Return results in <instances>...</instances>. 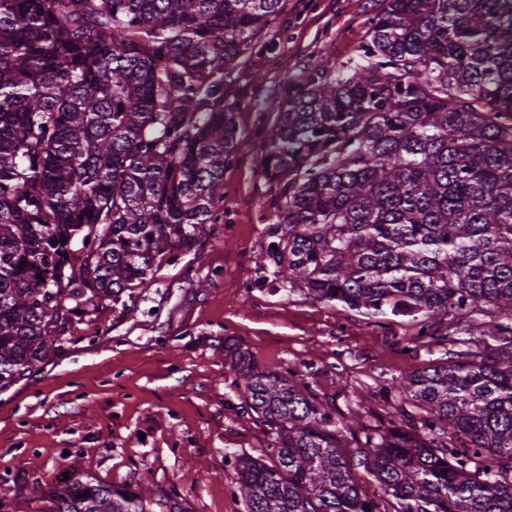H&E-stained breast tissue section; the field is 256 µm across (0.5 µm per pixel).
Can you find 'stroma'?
I'll return each mask as SVG.
<instances>
[{
    "label": "stroma",
    "mask_w": 512,
    "mask_h": 512,
    "mask_svg": "<svg viewBox=\"0 0 512 512\" xmlns=\"http://www.w3.org/2000/svg\"><path fill=\"white\" fill-rule=\"evenodd\" d=\"M379 0H283L224 76L242 148L224 171L226 219L208 225L139 292L134 311L89 306L31 377L0 392V512H41L64 478L162 489L188 512H246L235 460L266 457L230 366L298 375L333 397L336 417L387 428L382 389L410 369L411 325L380 327L284 289L261 257L285 206L260 166L281 100L314 64L355 58Z\"/></svg>",
    "instance_id": "stroma-1"
}]
</instances>
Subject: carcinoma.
Masks as SVG:
<instances>
[{"label":"carcinoma","instance_id":"1","mask_svg":"<svg viewBox=\"0 0 512 512\" xmlns=\"http://www.w3.org/2000/svg\"><path fill=\"white\" fill-rule=\"evenodd\" d=\"M358 58L288 92L260 165L286 185L283 287L439 356L380 433L243 355L272 455L247 512H512V0H382ZM282 0H0V391L95 301L140 290L218 222L240 147L224 74ZM439 350L434 352L432 347ZM375 485L368 492L365 484ZM42 512H188L77 479Z\"/></svg>","mask_w":512,"mask_h":512}]
</instances>
